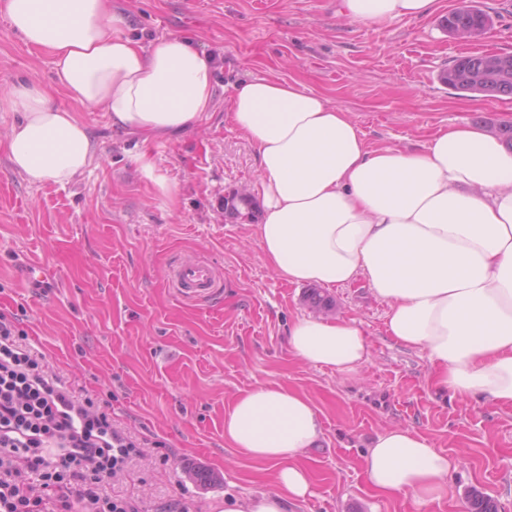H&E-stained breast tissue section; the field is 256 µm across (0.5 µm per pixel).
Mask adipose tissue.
Wrapping results in <instances>:
<instances>
[{"mask_svg":"<svg viewBox=\"0 0 512 512\" xmlns=\"http://www.w3.org/2000/svg\"><path fill=\"white\" fill-rule=\"evenodd\" d=\"M435 3L342 0L340 12L383 24L431 15ZM0 18L51 56L54 82L74 104H51L36 80L0 89V110L18 115L7 161L30 182L64 185L92 164L98 147L76 107L148 140L186 132L212 106L215 61L176 34L142 45L112 0H0ZM228 109L258 150L264 210L252 236L280 278L365 281L389 305L387 332L427 353L442 388L512 407V151L466 124L440 129L420 151L372 149L347 112L283 78L238 80ZM288 346L342 376L369 357L360 327L342 318L294 320ZM322 434L317 408L294 389L259 385L236 397L224 438L271 464L277 489L225 499L224 512H286L306 498L299 458ZM455 467L409 428L387 429L364 454L372 486L418 508L447 493Z\"/></svg>","mask_w":512,"mask_h":512,"instance_id":"1","label":"adipose tissue"}]
</instances>
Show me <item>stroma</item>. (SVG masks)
Masks as SVG:
<instances>
[{
    "label": "stroma",
    "instance_id": "35a3bbf8",
    "mask_svg": "<svg viewBox=\"0 0 512 512\" xmlns=\"http://www.w3.org/2000/svg\"><path fill=\"white\" fill-rule=\"evenodd\" d=\"M115 0L141 44L167 34L217 56L213 106L178 138L142 142L113 129L106 113L82 112L98 144L89 168L65 185L13 173L0 152V312L23 326L48 362L75 386L107 401L117 424L146 438L133 477L114 478L148 512L180 503L223 512L225 496L276 488L265 462L224 439L233 398L257 384L286 386L317 408L323 438L302 458L311 490L288 512H416L410 499L369 482L363 455L394 426L424 435L457 462L448 493L423 512H468L469 495L512 512V407L439 390L426 352L385 331L388 312L364 281L322 289L331 317L355 319L369 359L342 377L288 349V326L310 315V285L280 279L226 197L250 193L258 157L226 117L235 80L292 78L350 112L370 148L423 149L437 130L468 122L496 131L512 98L461 95L440 79L466 53L512 54V0H471L491 28L462 43L436 12L385 25L338 15L341 0ZM35 79L63 107L47 55L30 50L0 18V86ZM149 151L176 201L158 194L134 157ZM204 258L220 273L210 298L180 297L176 263ZM214 472L216 483L194 480Z\"/></svg>",
    "mask_w": 512,
    "mask_h": 512
}]
</instances>
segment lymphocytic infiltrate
Here are the masks:
<instances>
[{
	"instance_id": "f902f5d3",
	"label": "lymphocytic infiltrate",
	"mask_w": 512,
	"mask_h": 512,
	"mask_svg": "<svg viewBox=\"0 0 512 512\" xmlns=\"http://www.w3.org/2000/svg\"><path fill=\"white\" fill-rule=\"evenodd\" d=\"M140 440L0 313V512H141L108 478L133 474Z\"/></svg>"
}]
</instances>
